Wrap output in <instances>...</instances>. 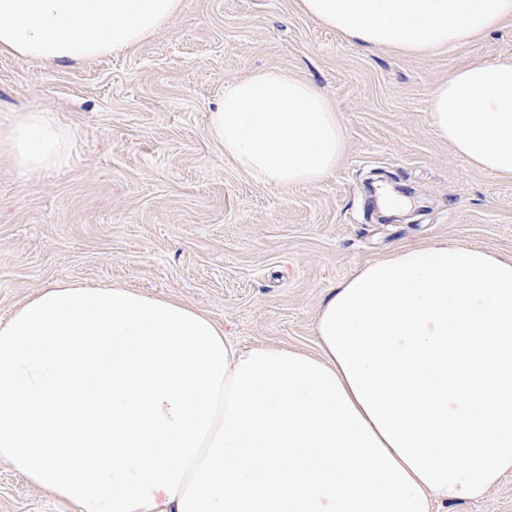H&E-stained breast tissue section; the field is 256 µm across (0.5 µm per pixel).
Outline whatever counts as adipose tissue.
I'll list each match as a JSON object with an SVG mask.
<instances>
[{
	"label": "adipose tissue",
	"mask_w": 512,
	"mask_h": 512,
	"mask_svg": "<svg viewBox=\"0 0 512 512\" xmlns=\"http://www.w3.org/2000/svg\"><path fill=\"white\" fill-rule=\"evenodd\" d=\"M404 56L466 43L512 0H297ZM180 0H0V51L44 64L130 48ZM432 132L512 179V58L438 84ZM209 133L254 179L319 182L346 150L334 104L268 69L225 84ZM20 172L61 166L39 110L0 133ZM319 351L242 349L210 317L125 286L44 287L0 321V459L77 512H438L512 473V257L445 239L331 288Z\"/></svg>",
	"instance_id": "ef3b65f1"
}]
</instances>
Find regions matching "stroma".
Here are the masks:
<instances>
[{"label": "stroma", "mask_w": 512, "mask_h": 512, "mask_svg": "<svg viewBox=\"0 0 512 512\" xmlns=\"http://www.w3.org/2000/svg\"><path fill=\"white\" fill-rule=\"evenodd\" d=\"M512 56V16L424 57L363 50L297 0H181L133 48L45 66L0 54V130L39 109L71 134L64 167L21 174L0 147V321L53 282L121 284L209 315L242 347L317 353L329 288L399 248L441 238L512 256V180L457 156L429 126L460 66ZM277 68L323 91L346 135L323 181H256L208 134L225 83ZM411 207L388 221L377 196ZM0 512H75L0 459ZM442 512H512V474Z\"/></svg>", "instance_id": "1"}]
</instances>
